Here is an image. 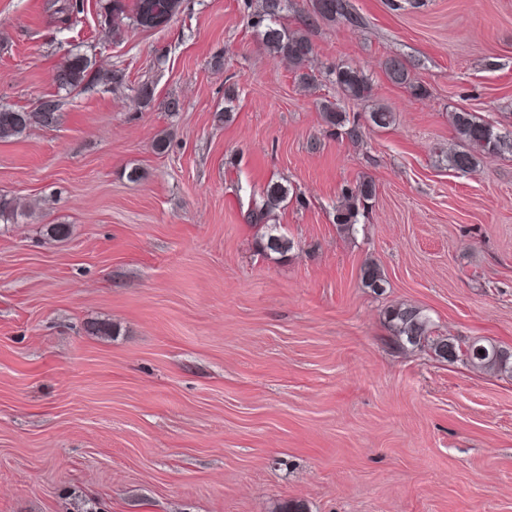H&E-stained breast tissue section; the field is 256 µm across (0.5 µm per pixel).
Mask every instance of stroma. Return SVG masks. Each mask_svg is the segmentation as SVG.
<instances>
[{
    "label": "stroma",
    "mask_w": 512,
    "mask_h": 512,
    "mask_svg": "<svg viewBox=\"0 0 512 512\" xmlns=\"http://www.w3.org/2000/svg\"><path fill=\"white\" fill-rule=\"evenodd\" d=\"M103 2L69 28L48 0H0V105L55 92L78 43L123 77L0 141V194L24 211L0 223V512H512V378L396 348L383 318L411 304L435 335L512 350V154L448 165L453 112L512 130V0H349L310 28L289 0L309 86L243 0H184L119 42ZM341 64L369 98L343 101ZM326 100L396 121L341 140ZM363 179L377 196L347 234L336 206ZM276 181L294 248L271 260L248 214ZM360 280L364 288L374 293H383L386 283L381 268L375 262H367L360 268Z\"/></svg>",
    "instance_id": "35a3bbf8"
}]
</instances>
